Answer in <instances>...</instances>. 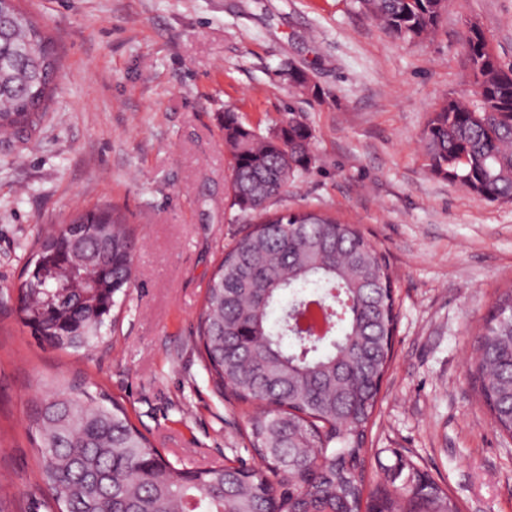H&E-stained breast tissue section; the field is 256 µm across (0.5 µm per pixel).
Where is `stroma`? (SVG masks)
Wrapping results in <instances>:
<instances>
[{
  "label": "stroma",
  "mask_w": 512,
  "mask_h": 512,
  "mask_svg": "<svg viewBox=\"0 0 512 512\" xmlns=\"http://www.w3.org/2000/svg\"><path fill=\"white\" fill-rule=\"evenodd\" d=\"M61 57L36 134L0 142V512H48L30 415L73 378L127 408L184 468L257 459L248 407L220 397L197 317L222 247L248 228L230 209L218 117L312 127L313 168L271 210L329 212L375 242L399 306L394 356L368 432L369 490L402 488L414 457L464 512H512V438L470 378L499 293L512 286V203L429 171L422 132L449 92L473 95L462 46L480 24L512 61V0H450L438 29L404 41L355 0H21ZM300 68L322 91L301 96ZM116 206L140 243L115 331L91 351L48 346L10 294L38 229Z\"/></svg>",
  "instance_id": "35a3bbf8"
}]
</instances>
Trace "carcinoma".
<instances>
[{
  "instance_id": "1",
  "label": "carcinoma",
  "mask_w": 512,
  "mask_h": 512,
  "mask_svg": "<svg viewBox=\"0 0 512 512\" xmlns=\"http://www.w3.org/2000/svg\"><path fill=\"white\" fill-rule=\"evenodd\" d=\"M0 0V135L27 140L61 63L45 30ZM394 37H428L448 0H358ZM474 98L449 95L422 133L431 172L490 202L512 203V62L478 26L463 39ZM288 82L318 96L305 74ZM228 198L260 220L224 251L198 333L211 380L257 405L246 436L259 463L179 468L163 458L103 389L70 382L42 395L32 421L56 512H461L413 468L411 485L366 491L367 431L398 318L379 249L353 224L309 211L266 214L269 200L316 163L311 127L294 112L265 133L227 110ZM138 240L125 216L98 206L40 234L14 288L21 320L58 349H88L112 325L132 284ZM292 300L275 325L280 295ZM470 377L497 429L512 438V289L489 312Z\"/></svg>"
}]
</instances>
